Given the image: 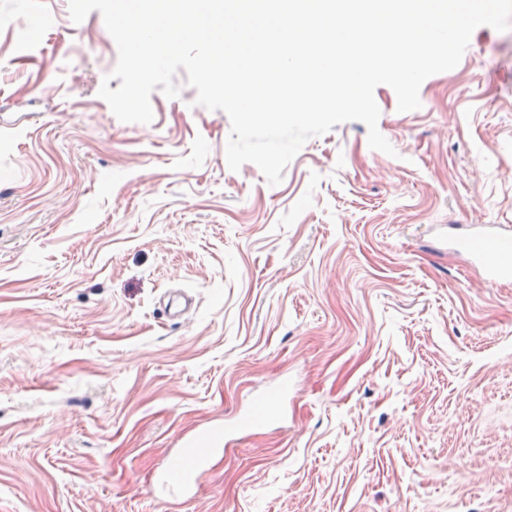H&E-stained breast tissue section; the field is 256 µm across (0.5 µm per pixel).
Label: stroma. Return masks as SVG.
I'll list each match as a JSON object with an SVG mask.
<instances>
[{"label": "stroma", "instance_id": "35a3bbf8", "mask_svg": "<svg viewBox=\"0 0 512 512\" xmlns=\"http://www.w3.org/2000/svg\"><path fill=\"white\" fill-rule=\"evenodd\" d=\"M117 57L99 11L0 0V512H512V283L442 242L512 228V30L419 109L376 88L394 155L344 122L276 186L186 72L118 120ZM510 237L509 230L505 229L500 224H483L479 226V229L475 232L452 239L449 241L448 245L454 249L457 250V247L461 240L465 238H479V239H487V240H497V239H507ZM178 467H174V463ZM202 459L199 456H175L168 461V470L164 473L161 484L162 493L167 495H180L184 489L183 474L201 465Z\"/></svg>", "mask_w": 512, "mask_h": 512}]
</instances>
